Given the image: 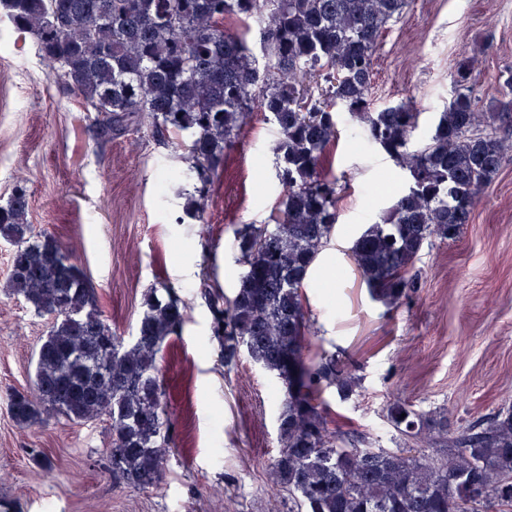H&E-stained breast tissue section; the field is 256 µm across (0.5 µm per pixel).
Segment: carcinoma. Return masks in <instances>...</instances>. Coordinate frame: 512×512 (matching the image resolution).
<instances>
[{"label": "carcinoma", "instance_id": "obj_1", "mask_svg": "<svg viewBox=\"0 0 512 512\" xmlns=\"http://www.w3.org/2000/svg\"><path fill=\"white\" fill-rule=\"evenodd\" d=\"M409 0H0L15 30L34 40L48 74L63 78L101 134L145 125L183 137L181 176L201 183L184 213L204 222L205 190L248 115L270 114L282 186L268 224L236 232L241 267L232 296L203 282L211 332L225 367L241 355L285 389L275 484L297 512H512V406L448 432V417L396 398L386 418L410 445L361 447L328 427L323 392L351 399L360 379L334 354L307 361L302 288L336 226L338 178L323 162L340 115L408 173L409 184L350 247L373 299L393 306L418 288L416 263L435 241L456 240L484 188L512 154L497 130L512 105L478 111L472 58L452 73L455 93L430 136L415 140L418 113L405 103L371 109L374 57L387 24ZM262 24L261 54L227 21ZM318 81L312 94L306 81ZM25 188L0 205V240L11 244L9 288L51 319L37 352L32 391L14 390L20 426L43 415L112 428V478L133 488L162 479L171 421L157 356L179 336L187 309L159 281L143 295L137 335L101 318L85 273L50 234L28 220ZM437 449L434 456L421 448Z\"/></svg>", "mask_w": 512, "mask_h": 512}]
</instances>
